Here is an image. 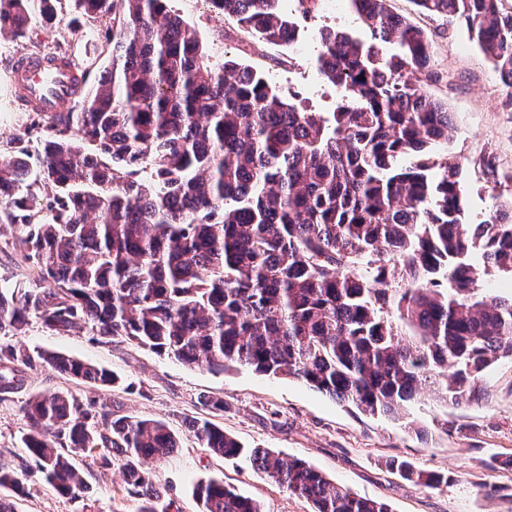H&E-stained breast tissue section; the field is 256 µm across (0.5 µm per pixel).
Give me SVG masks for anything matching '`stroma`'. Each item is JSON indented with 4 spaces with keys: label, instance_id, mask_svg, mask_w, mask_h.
Instances as JSON below:
<instances>
[{
    "label": "stroma",
    "instance_id": "35a3bbf8",
    "mask_svg": "<svg viewBox=\"0 0 512 512\" xmlns=\"http://www.w3.org/2000/svg\"><path fill=\"white\" fill-rule=\"evenodd\" d=\"M392 12L422 28L432 44L434 80L427 91L447 102L452 126L447 141L434 146L462 169L466 220L486 218L493 202L512 201V94L503 88L492 60L467 31L446 19L421 12L413 0H390ZM196 31L213 62L239 59L265 72L284 93H299L315 112L334 111L336 88L315 69L316 30L339 25L356 37L365 28L350 5L340 16L328 14L322 0L303 11L298 0H286L287 12L300 16L304 30L292 47L268 45L240 34L234 21L212 10L206 0H169ZM107 19L86 18L73 0L57 6L53 26L34 18L25 37L0 35V141L14 139L36 147L39 133L15 104L12 64L16 55L64 53L92 63L87 80L96 85L112 50ZM27 351H54L104 367L120 384L112 390L78 381L43 367L27 373L26 389L0 399V449L17 450L30 430L23 406L30 395L69 391L82 401L108 404L114 415H133L166 422L180 441L177 451L154 464L153 480L163 496L158 512H198L194 485L219 480L257 500L264 512H311L309 503L257 474L241 460H229L196 447L186 430L189 421L209 419L224 427L247 448H269L306 461L331 481L367 498L385 500L392 512H512V470L496 458L512 456V362L502 360L487 372L488 394L457 407L427 395L410 406L408 416L393 420L370 416L289 378H272L238 368L217 374L188 366L132 342L104 344L88 334L46 335L38 319L22 333L0 334L1 344ZM224 401L221 413L206 402ZM397 458L447 474L435 489L422 488L385 469ZM87 488L64 497L38 474L24 477L25 493L16 497L17 512H139L142 502L126 491L119 466L84 475Z\"/></svg>",
    "mask_w": 512,
    "mask_h": 512
}]
</instances>
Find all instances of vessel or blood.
Listing matches in <instances>:
<instances>
[{"label": "vessel or blood", "instance_id": "vessel-or-blood-1", "mask_svg": "<svg viewBox=\"0 0 512 512\" xmlns=\"http://www.w3.org/2000/svg\"><path fill=\"white\" fill-rule=\"evenodd\" d=\"M73 72L65 66H50L46 57L24 58L18 76L27 85L32 100L39 102L42 111L56 112L69 99Z\"/></svg>", "mask_w": 512, "mask_h": 512}]
</instances>
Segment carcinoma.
<instances>
[{"instance_id": "obj_1", "label": "carcinoma", "mask_w": 512, "mask_h": 512, "mask_svg": "<svg viewBox=\"0 0 512 512\" xmlns=\"http://www.w3.org/2000/svg\"><path fill=\"white\" fill-rule=\"evenodd\" d=\"M206 2L263 43L299 38L285 0ZM348 2L369 36L318 29L315 67L339 102L312 112L262 71L210 61L168 0H75L112 20V53L88 90L87 69L69 61L80 111L27 108L37 151L3 145L0 224L17 231L15 264L32 274L0 278V331L18 333L33 315L49 336L124 339L215 373L285 376L393 418L425 389L453 405L478 399L486 371L512 360V294L484 288L492 271L512 276V205L465 222L459 166L430 155L451 116L419 78L431 64L427 34L389 0ZM413 2L462 25L512 87L501 0ZM57 3L0 0V34L25 36L34 15L51 23ZM411 155L420 161L404 165ZM37 364L104 390L118 384L80 359L1 345L0 395ZM24 410V453L0 454V490L18 496L20 477L37 472L75 497L85 481L74 458L107 468L115 454L140 512H156L150 464L179 448L166 423L60 391L31 395ZM188 432L311 512H391L208 419ZM386 467L424 488L448 481L405 460ZM193 494L200 512H262L222 481Z\"/></svg>"}]
</instances>
